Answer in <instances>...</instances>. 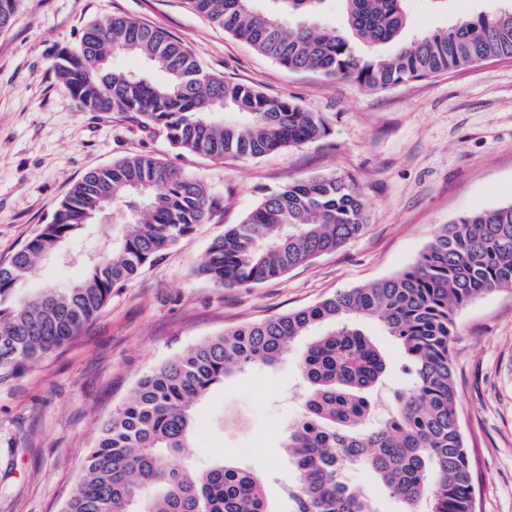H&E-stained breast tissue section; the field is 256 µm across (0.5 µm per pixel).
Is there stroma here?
<instances>
[{
    "label": "stroma",
    "instance_id": "stroma-1",
    "mask_svg": "<svg viewBox=\"0 0 512 512\" xmlns=\"http://www.w3.org/2000/svg\"><path fill=\"white\" fill-rule=\"evenodd\" d=\"M491 0H408L404 41L491 10ZM124 16L179 38L211 72L284 96L317 113L315 142L253 160L178 154L158 132L113 112H84L53 72L55 54L84 27ZM133 153L166 159L199 178L212 210L194 234L143 267L78 336L18 375L0 373V512H62L98 423L140 376L224 329L311 306L412 264L440 225L512 203V58L485 61L383 91L291 71L224 34L188 0H20L0 34V261L48 223L88 170ZM352 180L365 229L336 252L251 288L196 274L210 242L268 193L315 176ZM101 240L87 231L41 260L30 296L78 281ZM385 355L376 420L406 377L401 343L361 323ZM298 337L273 366L233 372L196 407L193 453L263 474L273 512H288L293 481L284 443L301 410ZM459 424L473 456L476 512H512V290L483 294L456 313Z\"/></svg>",
    "mask_w": 512,
    "mask_h": 512
}]
</instances>
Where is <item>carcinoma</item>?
<instances>
[{"mask_svg": "<svg viewBox=\"0 0 512 512\" xmlns=\"http://www.w3.org/2000/svg\"><path fill=\"white\" fill-rule=\"evenodd\" d=\"M190 0L225 34L290 70H314L369 91L512 58V6L465 19L362 56L354 42L399 39L406 0H344L348 32L314 24L288 27V16L314 14L323 0ZM19 0H0V32ZM135 53L162 75L154 80L101 60ZM54 71L84 112H119L165 135L180 154L214 160L258 159L321 138L315 112L286 97L227 81L205 69L170 34L121 16L87 25L76 47L56 55ZM103 248L84 278L68 288L20 297L39 259L78 237L101 209ZM205 185L152 154L136 153L86 172L50 223L0 262V371L18 373L79 335L141 267L204 223ZM129 229L114 236V223ZM364 204L356 185L317 176L265 196L241 223L214 239L196 273L217 287L250 288L336 251L361 234ZM512 288V204L443 224L416 261L370 285L326 297L294 312L244 323L191 345L152 369L132 396L98 428L82 476L63 512H271L262 475L220 463L200 468L189 456L194 408L234 370L278 363L298 336L321 326L299 369L306 384L300 418L288 429L296 482L285 487L289 512H376L346 479L353 467L376 474L406 512H474L472 463L457 413L453 373L456 310L487 292ZM378 320L403 345L408 386L389 417L371 423L368 394L388 371L378 347L356 327Z\"/></svg>", "mask_w": 512, "mask_h": 512, "instance_id": "1", "label": "carcinoma"}]
</instances>
